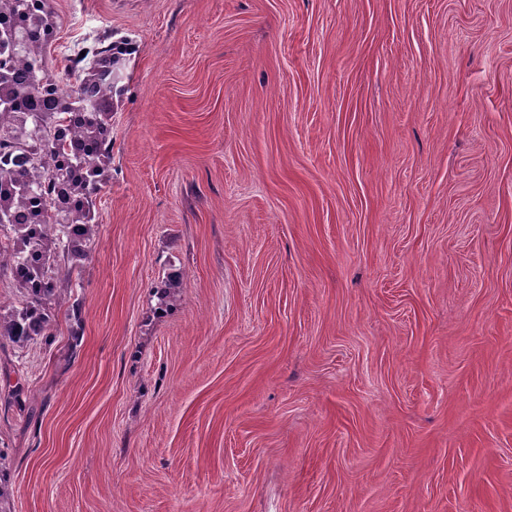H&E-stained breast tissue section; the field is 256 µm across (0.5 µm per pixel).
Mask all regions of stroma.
Wrapping results in <instances>:
<instances>
[{"label": "stroma", "instance_id": "1", "mask_svg": "<svg viewBox=\"0 0 512 512\" xmlns=\"http://www.w3.org/2000/svg\"><path fill=\"white\" fill-rule=\"evenodd\" d=\"M52 4L140 49L0 512H512V0Z\"/></svg>", "mask_w": 512, "mask_h": 512}]
</instances>
